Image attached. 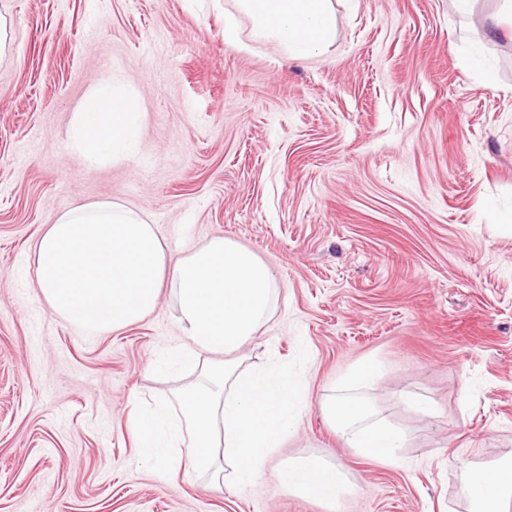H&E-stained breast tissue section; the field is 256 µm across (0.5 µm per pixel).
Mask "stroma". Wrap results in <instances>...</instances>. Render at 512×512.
<instances>
[{"label": "stroma", "mask_w": 512, "mask_h": 512, "mask_svg": "<svg viewBox=\"0 0 512 512\" xmlns=\"http://www.w3.org/2000/svg\"><path fill=\"white\" fill-rule=\"evenodd\" d=\"M334 6L335 43L292 58L253 41L237 0H0V512H468L462 461L512 458L503 5ZM475 46L494 87L465 63ZM105 79L144 121L136 154L92 162L70 130ZM101 202L153 224L169 257L224 237L273 271V311L240 354L295 373L308 407L258 483L138 458L133 405L202 379L151 368L183 342L170 285L144 319L95 338L36 288L37 238ZM370 358L386 370L365 398L407 433L393 463L348 447L321 411ZM306 456L343 467L337 510L278 483Z\"/></svg>", "instance_id": "stroma-1"}]
</instances>
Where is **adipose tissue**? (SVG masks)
Segmentation results:
<instances>
[{
	"label": "adipose tissue",
	"mask_w": 512,
	"mask_h": 512,
	"mask_svg": "<svg viewBox=\"0 0 512 512\" xmlns=\"http://www.w3.org/2000/svg\"><path fill=\"white\" fill-rule=\"evenodd\" d=\"M254 24L253 36L297 56L336 39L333 0H238ZM142 114L100 83L79 112L73 147L92 162L131 155L139 146ZM35 284L67 324L95 336L139 321L156 305L170 279L185 342L157 359L156 371L202 366L206 384L185 387L176 403L141 410L130 421L139 458L185 475L216 473L229 460L236 480L263 479L270 457L296 429L306 404L299 382L285 370L243 366L234 354L253 339L276 297L272 270L236 242L215 237L168 262L153 225L112 202L69 210L38 239ZM322 412L349 447L393 462L404 431L372 414L361 401L332 398ZM470 512H507L512 460L463 462ZM289 492L336 503L345 490L340 465L316 457L280 467Z\"/></svg>",
	"instance_id": "obj_1"
}]
</instances>
